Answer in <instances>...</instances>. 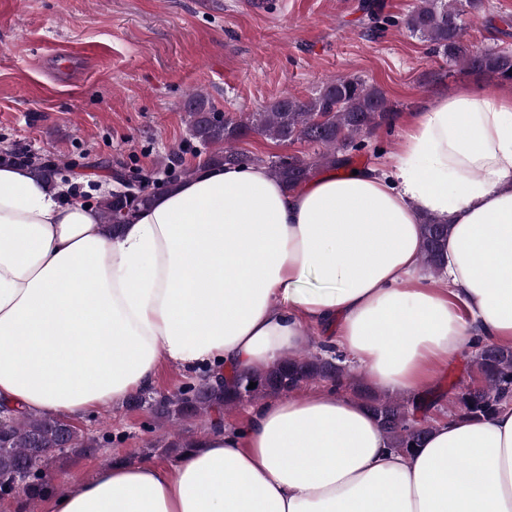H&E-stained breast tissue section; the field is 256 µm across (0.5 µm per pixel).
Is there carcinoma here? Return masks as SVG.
<instances>
[{"mask_svg":"<svg viewBox=\"0 0 512 512\" xmlns=\"http://www.w3.org/2000/svg\"><path fill=\"white\" fill-rule=\"evenodd\" d=\"M480 7L479 0H418L404 24L408 32L429 43L435 54L453 66L472 73L512 81V52L487 50L473 53L464 40L462 16ZM394 111L385 92L355 75L328 80L306 99L288 96L265 112H253L239 119L214 112L201 94L187 105L191 137L206 150V165H239L257 161L237 149V144L255 132L281 143L307 142L320 147L310 158L288 156L270 160L269 171L290 187L307 180L320 168L340 169L352 161V152L364 146V138L389 120ZM22 163L48 184H55V164L40 157L0 154V162ZM169 179L194 176L196 169L181 167L177 153L162 161ZM153 194L145 185L134 183L118 192L104 194L97 204L107 231L116 233L135 212L148 206ZM423 265L432 272L443 261L441 244L448 237L449 225L431 217L421 220ZM475 365L483 377V386L469 388L457 396L460 413L479 416L495 409L512 397V348L484 345L475 354ZM351 370L343 365V355L299 353L285 358L262 372L234 371L218 382L188 384L171 397L161 399L156 417L171 422L200 417L220 411L247 399L269 394L290 393L308 381L332 382L339 387L351 384ZM256 387L249 388L250 383ZM425 400L375 397L369 407L389 439L391 447L408 452L420 445L432 428L419 421L415 413ZM93 447L70 422L17 409L0 408V488L11 485L15 476L25 482L23 491L35 500L49 488L42 467L55 455L82 452Z\"/></svg>","mask_w":512,"mask_h":512,"instance_id":"1","label":"carcinoma"}]
</instances>
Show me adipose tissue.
I'll return each mask as SVG.
<instances>
[{
    "label": "adipose tissue",
    "mask_w": 512,
    "mask_h": 512,
    "mask_svg": "<svg viewBox=\"0 0 512 512\" xmlns=\"http://www.w3.org/2000/svg\"><path fill=\"white\" fill-rule=\"evenodd\" d=\"M384 166L288 189L207 167L118 235L95 208L0 167V403L77 418L152 387L165 362L260 372L310 329L386 393L417 398L464 344L512 347V86L394 119ZM450 225L439 277L420 220ZM49 512H512V400L390 448L332 385L267 400L177 462H117Z\"/></svg>",
    "instance_id": "adipose-tissue-1"
}]
</instances>
